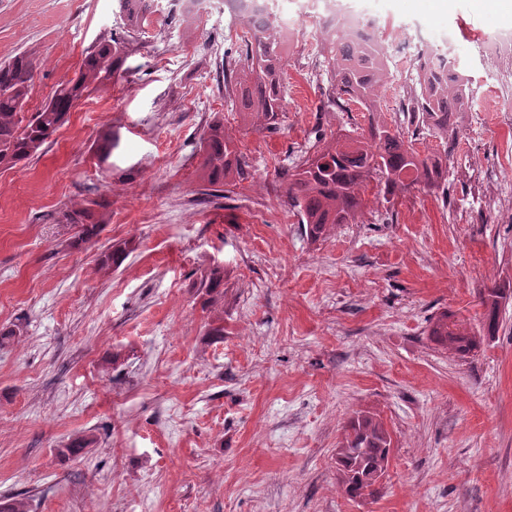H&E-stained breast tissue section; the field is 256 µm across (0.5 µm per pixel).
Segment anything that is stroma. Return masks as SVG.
Returning a JSON list of instances; mask_svg holds the SVG:
<instances>
[{
  "instance_id": "obj_1",
  "label": "stroma",
  "mask_w": 512,
  "mask_h": 512,
  "mask_svg": "<svg viewBox=\"0 0 512 512\" xmlns=\"http://www.w3.org/2000/svg\"><path fill=\"white\" fill-rule=\"evenodd\" d=\"M438 41L455 34L473 89L447 139L446 191L385 202L369 186L356 224L308 238L279 179L301 147L367 132L359 105L324 107L306 78L319 32L288 47L277 129L225 103L212 44L223 14L185 30L155 0L118 81L89 90L25 167L0 168V499L31 512H512V301L486 336L483 296L512 282V96L497 94L480 36L512 31L502 0H353ZM117 0H0V62L34 53L28 111L75 80L117 22ZM253 166L232 199L204 195L210 123ZM119 143L107 161L101 129ZM504 203L486 206L489 192ZM108 202L74 246L66 209ZM131 243L118 267L103 265ZM224 269V298L199 282ZM481 336L460 358L428 336L439 315ZM224 319V336L207 330ZM359 411L391 436L380 496L338 486L336 448ZM91 437L68 455L70 443Z\"/></svg>"
}]
</instances>
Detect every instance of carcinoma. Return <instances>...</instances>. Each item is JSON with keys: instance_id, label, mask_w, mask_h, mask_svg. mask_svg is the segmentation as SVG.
I'll return each instance as SVG.
<instances>
[{"instance_id": "obj_1", "label": "carcinoma", "mask_w": 512, "mask_h": 512, "mask_svg": "<svg viewBox=\"0 0 512 512\" xmlns=\"http://www.w3.org/2000/svg\"><path fill=\"white\" fill-rule=\"evenodd\" d=\"M235 0H224L232 21L240 22L246 32L240 37L238 57L224 53V101L239 105L241 112H256L267 125L277 124L285 111V87L281 75L288 62L287 45L272 28L266 14L239 17ZM122 29L110 32L88 47L76 80L58 89L55 95L36 111H25L30 99L34 61L21 53L0 63V167L13 169L28 161L42 149L52 134L63 125L75 102L94 85L104 86L125 72L123 69L136 48V33L147 21L152 0H119ZM320 55L323 57L332 92L326 104L341 112L350 111V103L360 104L369 112L368 141L356 140L352 145L337 143L306 151L281 178L287 182V198L300 217L305 233L316 240L327 228L336 224H356L364 206V195L370 182H375L390 200L417 187L438 188L444 177L448 157L420 155L413 139L430 126L454 134L453 117L469 107L472 94L467 80H452L430 72L419 62L414 67L411 84L404 87L401 112L414 127L413 138L405 140L397 131L377 120L382 111V89L391 73L380 43L351 38L343 31L322 35ZM117 146L112 130L100 132L97 152L106 160ZM203 161L200 178L207 186H237L248 179L249 164L224 137V122H212L202 138ZM62 219L80 225L76 243L96 237L106 214L92 207L67 210ZM131 246L124 243L104 255V265L119 266ZM200 287L215 297L223 296L224 269L216 266L201 276ZM512 298V285L490 288L484 297L487 335L492 336L500 324V305ZM431 339L450 348L463 358L476 349L480 340L448 327V315L437 318L429 327ZM390 435L378 415L369 411L357 413L347 424L336 448L339 486L352 499L374 500L380 493V479L389 464Z\"/></svg>"}]
</instances>
